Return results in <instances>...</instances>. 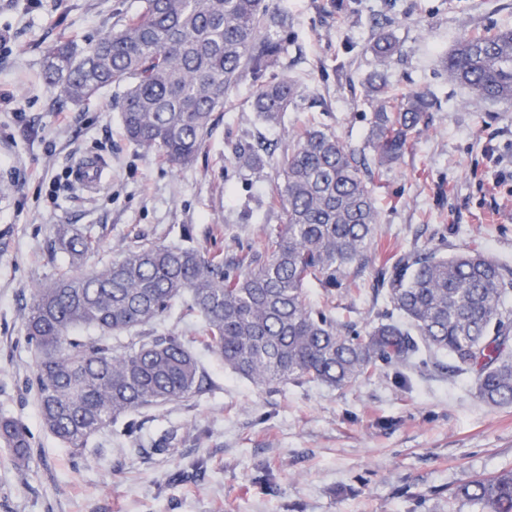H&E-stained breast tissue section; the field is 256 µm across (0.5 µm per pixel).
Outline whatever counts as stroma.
<instances>
[{"instance_id":"obj_1","label":"stroma","mask_w":512,"mask_h":512,"mask_svg":"<svg viewBox=\"0 0 512 512\" xmlns=\"http://www.w3.org/2000/svg\"><path fill=\"white\" fill-rule=\"evenodd\" d=\"M141 4L0 0V91L11 97L0 105V415L22 421L33 441L23 464L0 446V512H474L449 494L476 475L512 470V405L484 403L471 375L414 362L344 390L269 389L202 350L211 390L143 410L137 439L105 430L74 454L43 427L23 311L32 289L68 265L48 251L58 229L96 238L90 269L189 236L226 252L260 247L265 228L282 221L261 202L277 173L238 169L232 146L260 135L280 153L312 122L371 158L364 83L379 67L369 49L375 25L401 48L388 69L395 88L431 92L438 107L402 159L372 177L379 222L368 264L351 274L363 294L337 291V317L364 330L378 324L385 262L413 248H476L512 264V105L474 109L438 65L463 33L512 26V0H273L288 19L276 70L297 85L283 123H262L256 86L241 78L194 164L178 171L128 139L115 89L62 104L44 79L57 42H92ZM95 161L101 183L79 187L76 167ZM171 429L175 447L151 452L152 438ZM261 467L271 485L255 483Z\"/></svg>"}]
</instances>
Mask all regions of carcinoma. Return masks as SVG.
I'll return each instance as SVG.
<instances>
[{"label":"carcinoma","mask_w":512,"mask_h":512,"mask_svg":"<svg viewBox=\"0 0 512 512\" xmlns=\"http://www.w3.org/2000/svg\"><path fill=\"white\" fill-rule=\"evenodd\" d=\"M284 27L270 0H143L139 13L95 42L57 44L45 80L62 102L79 103L108 86L130 140L178 170L193 164L213 114L249 75L252 108L264 123H281L295 82L270 75L284 51L264 30ZM383 69L368 78L376 101L369 146L379 166L398 162L426 124L435 102L422 90L391 91L388 67L399 54L392 34H372ZM448 81L477 105L512 104V28L463 34L441 57ZM231 162L261 177L278 172L268 207L283 223L267 228L262 248L231 253L181 244H142L89 272L81 269L95 241L63 227L50 243L76 271L50 279L25 306V340L35 357L42 425L64 447L82 452L96 433L129 416L204 391L193 341L155 329L177 305L200 320L206 348L257 386L317 383L353 386L383 366L425 352L452 361L436 368L475 373L478 397L512 405V268L477 249L444 255L437 248L403 253L386 270L384 294L403 320L364 332L336 318L334 291L368 262L379 213L370 181L335 133L306 128L291 135L277 161L261 139L246 138ZM319 286L321 303L307 299ZM0 444L24 463L32 448L25 424L0 417ZM451 499L479 512H512V471L480 474Z\"/></svg>","instance_id":"obj_1"}]
</instances>
